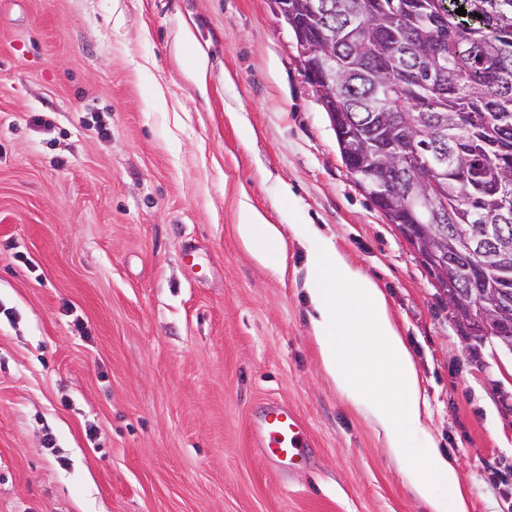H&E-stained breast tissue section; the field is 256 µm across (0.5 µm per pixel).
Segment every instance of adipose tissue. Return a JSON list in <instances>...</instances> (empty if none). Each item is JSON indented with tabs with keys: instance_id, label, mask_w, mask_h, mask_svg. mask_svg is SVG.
Instances as JSON below:
<instances>
[{
	"instance_id": "obj_1",
	"label": "adipose tissue",
	"mask_w": 512,
	"mask_h": 512,
	"mask_svg": "<svg viewBox=\"0 0 512 512\" xmlns=\"http://www.w3.org/2000/svg\"><path fill=\"white\" fill-rule=\"evenodd\" d=\"M237 231L258 261L286 250L279 227L250 204L240 208ZM308 266L312 337L337 391L383 435L409 488L429 512H467L454 459L425 429L427 399L383 291L329 239L309 253ZM405 427L422 433L417 455L404 449Z\"/></svg>"
}]
</instances>
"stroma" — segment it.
Instances as JSON below:
<instances>
[{
    "label": "stroma",
    "mask_w": 512,
    "mask_h": 512,
    "mask_svg": "<svg viewBox=\"0 0 512 512\" xmlns=\"http://www.w3.org/2000/svg\"><path fill=\"white\" fill-rule=\"evenodd\" d=\"M312 229L385 292L468 512H512V357L465 351L267 0H0V512H428L321 364ZM273 399L312 441L285 478ZM236 226L240 240L258 261L266 262L272 250L285 258L286 243L281 230L254 206L248 203L241 206ZM253 439L280 469H289L308 459L310 443L306 423L284 403L268 404L262 409Z\"/></svg>",
    "instance_id": "obj_1"
}]
</instances>
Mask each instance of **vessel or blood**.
Returning a JSON list of instances; mask_svg holds the SVG:
<instances>
[{"label":"vessel or blood","mask_w":512,"mask_h":512,"mask_svg":"<svg viewBox=\"0 0 512 512\" xmlns=\"http://www.w3.org/2000/svg\"><path fill=\"white\" fill-rule=\"evenodd\" d=\"M253 439L278 468L306 462L310 443L305 421L286 404L265 406L253 429Z\"/></svg>","instance_id":"b4317fda"}]
</instances>
